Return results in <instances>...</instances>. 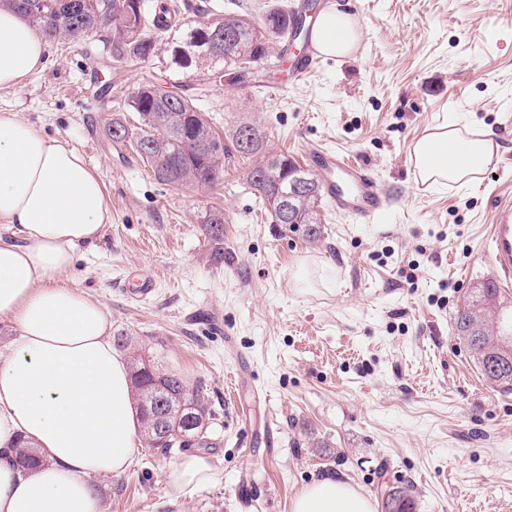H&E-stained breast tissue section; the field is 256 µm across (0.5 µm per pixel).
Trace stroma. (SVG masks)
<instances>
[{"mask_svg":"<svg viewBox=\"0 0 512 512\" xmlns=\"http://www.w3.org/2000/svg\"><path fill=\"white\" fill-rule=\"evenodd\" d=\"M350 6L354 53L298 83L292 62L243 83L157 59L114 61L97 40L49 44L42 71L0 90L10 112L77 149L102 178L112 223L62 280L99 300L125 356L202 388L215 418L199 451L215 478L174 492L182 455L137 448L97 482L105 512H290L323 475L382 502L404 488L416 512H512V392L485 382L454 332L471 288L495 275L488 244L512 201V0H315ZM194 98L221 133L262 131L260 154L230 159L212 187L159 181L107 126L112 98L145 76ZM489 133L495 157L474 184L418 189L415 142L445 116ZM315 147L369 163L390 211L356 224L321 205V236L272 223L248 174L263 158L306 165ZM224 211V260L202 222ZM150 277L153 294L135 299ZM278 431L275 448L259 439Z\"/></svg>","mask_w":512,"mask_h":512,"instance_id":"1","label":"stroma"}]
</instances>
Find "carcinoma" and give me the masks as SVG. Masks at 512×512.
Wrapping results in <instances>:
<instances>
[{
	"instance_id": "carcinoma-1",
	"label": "carcinoma",
	"mask_w": 512,
	"mask_h": 512,
	"mask_svg": "<svg viewBox=\"0 0 512 512\" xmlns=\"http://www.w3.org/2000/svg\"><path fill=\"white\" fill-rule=\"evenodd\" d=\"M0 6L18 9L26 21L50 42L66 43L84 37L103 35L114 58L149 59L161 55L176 70L217 71L234 69L241 80L257 64L273 57L283 59L280 44L288 33L304 30L303 17L276 6L258 20L226 15L220 5L211 4L183 21L170 22L178 6L165 0H0ZM234 40L232 55L215 54L212 48ZM129 111L138 115L139 126L132 129L120 118L112 120V141L134 143L138 153L153 155L150 167L162 182L178 187L187 184L211 186L224 176V163L234 154L252 156L262 149L260 130L249 122L239 123L230 143L217 135L205 113L181 94L159 83L145 81L128 97ZM248 132L252 146L243 150L240 135ZM249 182L259 193L275 224L303 226L305 236L320 234V182L317 176L286 155L267 158L249 172ZM210 257L224 260V211H209L204 220ZM502 292L487 279L471 289V295L455 317V331L472 354L482 376L512 390V307H502ZM135 357L130 363L146 447L165 455L175 447H188L175 438L192 437L206 425L211 410L201 391L191 389L178 375H156L163 379L162 390H155L151 376L141 371ZM153 393L165 397L169 438L158 434L148 420L146 403ZM16 460L23 467L43 462L24 445L15 446Z\"/></svg>"
}]
</instances>
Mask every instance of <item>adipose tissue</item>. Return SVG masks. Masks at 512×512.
I'll list each match as a JSON object with an SVG mask.
<instances>
[{"instance_id":"obj_1","label":"adipose tissue","mask_w":512,"mask_h":512,"mask_svg":"<svg viewBox=\"0 0 512 512\" xmlns=\"http://www.w3.org/2000/svg\"><path fill=\"white\" fill-rule=\"evenodd\" d=\"M313 31L324 55L345 58L362 37L349 11L333 6ZM46 62V40L22 16L0 10V90L16 88ZM417 167L434 184L467 183L492 162L485 135L444 120L415 144ZM112 222L105 184L80 153L13 113H0V321L19 338L0 353V512H103L95 481L132 464L141 425L129 368L109 336L112 321L96 299L63 275L82 245ZM48 463L18 466V438ZM213 477L204 456L169 469L178 493ZM291 512H376L374 502L339 476L305 487Z\"/></svg>"}]
</instances>
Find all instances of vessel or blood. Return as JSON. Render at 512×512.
<instances>
[{
	"instance_id": "b4317fda",
	"label": "vessel or blood",
	"mask_w": 512,
	"mask_h": 512,
	"mask_svg": "<svg viewBox=\"0 0 512 512\" xmlns=\"http://www.w3.org/2000/svg\"><path fill=\"white\" fill-rule=\"evenodd\" d=\"M321 59L313 34H306L303 51L294 63L292 80L305 79ZM308 161L319 173L323 197L336 213L359 223H371L389 211V198L369 164L328 148L311 149ZM489 248L502 287H511L512 204L498 206Z\"/></svg>"
}]
</instances>
